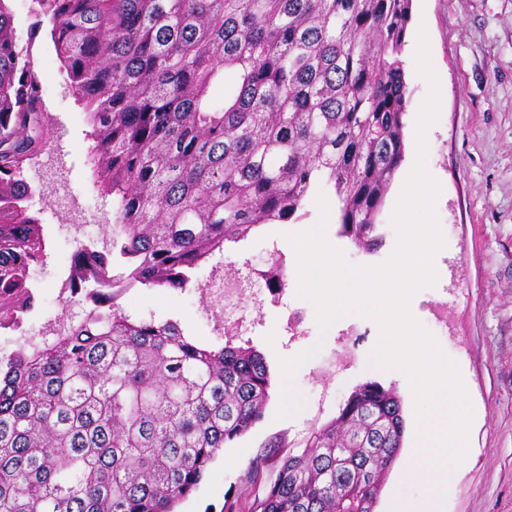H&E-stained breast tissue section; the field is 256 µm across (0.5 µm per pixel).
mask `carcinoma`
<instances>
[{"instance_id":"cac0c4a2","label":"carcinoma","mask_w":512,"mask_h":512,"mask_svg":"<svg viewBox=\"0 0 512 512\" xmlns=\"http://www.w3.org/2000/svg\"><path fill=\"white\" fill-rule=\"evenodd\" d=\"M67 89L90 111L112 251L81 245L83 320L0 359V512H174L264 413L272 378L240 336L206 344L135 319L119 287L184 290L210 256L300 221L322 191L369 252L404 161L412 0H38ZM0 0V329L34 307L45 254L26 161L45 121ZM222 98L211 96L216 85ZM403 405L367 380L295 451L252 458L225 512H374Z\"/></svg>"}]
</instances>
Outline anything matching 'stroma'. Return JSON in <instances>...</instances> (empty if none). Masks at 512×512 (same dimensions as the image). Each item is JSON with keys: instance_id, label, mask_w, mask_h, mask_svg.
Listing matches in <instances>:
<instances>
[{"instance_id": "obj_1", "label": "stroma", "mask_w": 512, "mask_h": 512, "mask_svg": "<svg viewBox=\"0 0 512 512\" xmlns=\"http://www.w3.org/2000/svg\"><path fill=\"white\" fill-rule=\"evenodd\" d=\"M13 26L27 51L31 69L42 84L51 122L42 133L43 155L60 154L61 186L40 177V164L26 167L33 189L32 213L43 226L44 265L34 267L30 284L40 318L56 314L58 276L80 243L63 222L64 193L84 208L95 232H104L112 215L111 197L100 194L91 164L92 126L81 104L67 90L49 37L50 26L38 0H8ZM426 29L437 72L441 107L438 122L427 133V168L442 188L436 213L446 246L437 254L438 279L411 300L412 315L436 337L444 352L469 381L473 421L470 457L460 481L448 493L445 512H512V0H413L403 60L410 105L404 118L403 168H412L416 152L415 120L428 85L416 73L419 29ZM403 186L395 176L379 217L381 245L363 252L338 234L329 222L327 238L362 265L384 262L396 244L391 225L393 202ZM299 225L271 224L247 241L225 247V269L245 257L265 260L277 248L287 257L295 251L287 234ZM137 319L173 320L186 335L201 342L215 340L213 316L203 313L199 299L185 291L131 288L119 300ZM302 308L308 319L299 335L285 328L289 309ZM315 308L288 285L281 304L266 306L248 337L266 357L272 392L264 416L210 463L197 489L176 512H223L231 496H247L245 463L228 467L225 457L247 449L256 455L272 442H298L310 427L330 421L340 402L364 381L394 388L404 407V448L415 432L414 401L406 377L398 371L370 367L369 354L378 338L376 325L358 318L361 335H342L340 328L320 330ZM315 349L307 361L299 355ZM291 364L282 381L283 364ZM290 386L300 400L294 414L281 409L282 388Z\"/></svg>"}]
</instances>
